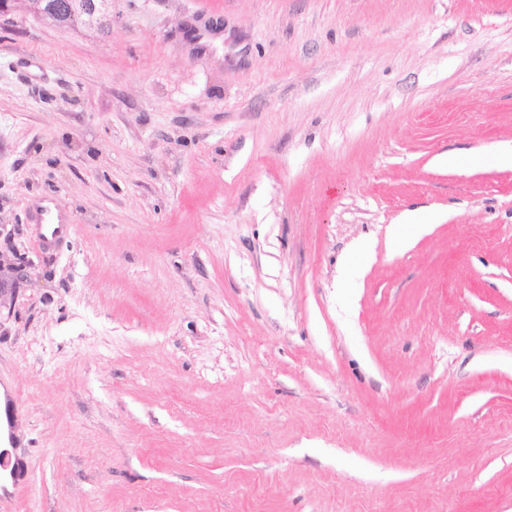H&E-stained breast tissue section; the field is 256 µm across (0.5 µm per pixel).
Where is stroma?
<instances>
[{
    "label": "stroma",
    "instance_id": "obj_1",
    "mask_svg": "<svg viewBox=\"0 0 512 512\" xmlns=\"http://www.w3.org/2000/svg\"><path fill=\"white\" fill-rule=\"evenodd\" d=\"M495 146L512 0L0 23V457L30 475L0 512H512ZM45 198L75 226L46 254ZM22 266L10 257L0 253V318L7 312L9 316L17 300L18 288L14 285L20 277Z\"/></svg>",
    "mask_w": 512,
    "mask_h": 512
}]
</instances>
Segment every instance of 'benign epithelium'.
<instances>
[{"instance_id":"benign-epithelium-1","label":"benign epithelium","mask_w":512,"mask_h":512,"mask_svg":"<svg viewBox=\"0 0 512 512\" xmlns=\"http://www.w3.org/2000/svg\"><path fill=\"white\" fill-rule=\"evenodd\" d=\"M99 0H64L56 7L50 0H5L0 4V19L33 17L57 28L67 29L79 20L95 25L99 18ZM22 266L10 257L0 253V317L12 312L17 289L14 285L20 277Z\"/></svg>"}]
</instances>
